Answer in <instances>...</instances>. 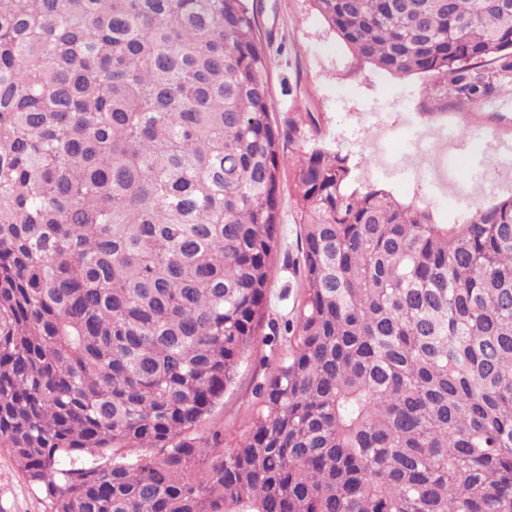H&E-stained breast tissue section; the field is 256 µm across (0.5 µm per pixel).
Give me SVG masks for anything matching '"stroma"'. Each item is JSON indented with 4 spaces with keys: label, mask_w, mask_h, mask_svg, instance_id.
Returning <instances> with one entry per match:
<instances>
[{
    "label": "stroma",
    "mask_w": 512,
    "mask_h": 512,
    "mask_svg": "<svg viewBox=\"0 0 512 512\" xmlns=\"http://www.w3.org/2000/svg\"><path fill=\"white\" fill-rule=\"evenodd\" d=\"M263 36L269 37L271 64L268 81L272 95V120L287 126L290 119L312 112L320 117L319 129L301 126L294 142L285 145L288 160L281 172L283 181L292 177V162L316 145L347 155L356 179L370 182L369 171L376 159L362 141L370 113L383 106L386 120L395 126L412 123L429 130L458 121V131L469 143V166L484 158L479 145L485 136L512 145V101L485 111H473L471 124L461 123L462 108L433 110L429 94L430 76L417 74L397 78L359 62L314 11L310 0H249ZM378 185L399 200L428 209L436 223H461L468 209L453 197L437 195L431 185L381 176ZM282 222L277 233L275 269L269 282L266 314L278 321L292 319L301 299L298 273L288 266L297 256L299 226L296 199L291 191L281 194ZM290 336H280L277 346L255 343L244 354L236 378L224 398L197 430L204 436L221 432L226 447H236L248 434L256 411L255 386L263 381L270 365L287 355ZM0 512H51L43 492L23 476L13 456L0 448Z\"/></svg>",
    "instance_id": "obj_1"
}]
</instances>
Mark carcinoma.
<instances>
[{
  "mask_svg": "<svg viewBox=\"0 0 512 512\" xmlns=\"http://www.w3.org/2000/svg\"><path fill=\"white\" fill-rule=\"evenodd\" d=\"M311 2L438 110L512 98V0ZM269 63L247 0H0V447L52 512H512V196L436 224L312 147L265 320ZM264 326L248 437H189Z\"/></svg>",
  "mask_w": 512,
  "mask_h": 512,
  "instance_id": "1",
  "label": "carcinoma"
}]
</instances>
